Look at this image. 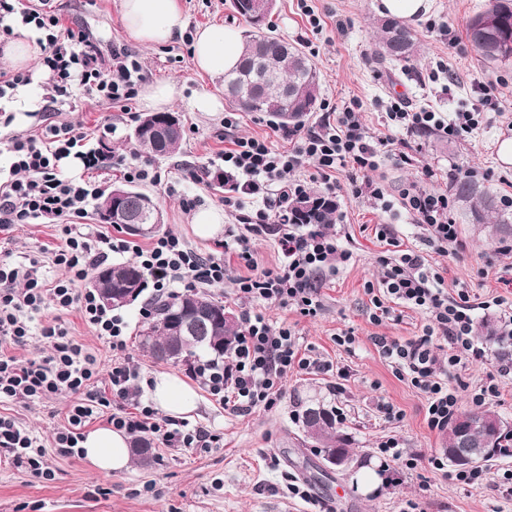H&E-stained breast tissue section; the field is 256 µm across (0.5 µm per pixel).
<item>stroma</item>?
<instances>
[{
	"instance_id": "obj_1",
	"label": "stroma",
	"mask_w": 512,
	"mask_h": 512,
	"mask_svg": "<svg viewBox=\"0 0 512 512\" xmlns=\"http://www.w3.org/2000/svg\"><path fill=\"white\" fill-rule=\"evenodd\" d=\"M185 30L212 25H238L230 0H179ZM489 0H432L425 20L411 29L421 44L420 56L408 63L384 69L372 61V24L378 13L375 0H276L268 21L275 35L296 44L313 61L320 78V102L342 107L358 100L366 123L382 130V102L403 99L411 107L433 106L441 112L458 111L468 104L475 85L496 87L499 114L474 130L466 140L448 141L437 132H422L415 140L422 146L425 161L438 166L435 189H447L452 167L476 170L481 188L495 195L512 189V165L503 166L497 143L512 138V63L489 65L482 62L465 36L466 24ZM120 0H62L66 17L76 18L91 30L103 48L126 45L137 51L150 72V82L174 83L177 96L171 104L183 126L180 149L172 155L153 158L162 175L160 185L141 184V191L159 205L162 231L180 233L202 252L211 251L215 238L199 237L192 224V212L185 199H193L196 209L224 207V191L212 178L194 183L181 176L184 165L210 164L223 151L224 115L194 111L191 99L199 92L223 95L224 80L199 72L192 61V45L184 38L145 46L127 35L119 12ZM311 6L321 19L313 29L303 6ZM446 25L448 35L428 33V24ZM456 48H449V38ZM142 99H135L129 111L106 101H80L76 111L66 113L69 121L81 122L88 134V149L104 153H127L135 145L131 138L139 117L146 115ZM115 133H105V125ZM336 220L330 225L340 244L354 253L321 291L322 309L317 316L304 317L291 309L267 307L266 315L292 328L300 344L312 357L333 362L332 371L289 374L281 400L270 409L257 408L237 414L224 409L205 389H198L195 409L187 414L192 425H201L219 434L218 444L206 449L175 452L160 445L152 447V462L143 467L105 474L87 460L63 457L53 446V435L64 423L71 397L28 405L5 403L0 413L17 418L28 426L47 448V458L55 477L45 481L6 465H0V512H403L415 503L416 512H512V494L499 480L504 470H512V457L484 463L486 479L479 488H470L436 474L428 459L443 453V433L430 430L426 421V398L378 352L373 336L407 340L421 333L423 315L405 310L402 320L373 324V310L366 285L377 282L376 258L386 244L376 237L380 223L394 225L405 245L423 249L429 267L439 271L448 291L464 287L480 299L496 296L512 301V288L500 278L512 267V253L495 254L494 244L485 238L483 225L463 219L465 206L456 203L466 249L459 257L445 256L426 248L424 232L412 224L401 208L385 216L373 214L358 199L340 192L336 195ZM58 244L55 227L26 224L17 227L9 243L15 256L38 254ZM147 296L122 307L128 323L127 354L139 372L140 390H147L155 374L169 373L184 382L192 377L187 366L154 360L141 346V331L149 324L140 310ZM61 319L71 339L91 349L101 364H108L112 352L85 323L77 311L57 313L48 308L37 322ZM352 333L351 346L337 345L339 334ZM484 360L458 366L453 383L459 388L462 410L472 407L471 395L496 378L499 347L484 341ZM348 368L347 380H339L335 369ZM342 392H335V385ZM338 408L340 431L349 441L351 465L337 472L327 469L318 448L301 427V416L309 402ZM389 403L400 416L389 419L380 411ZM396 439L403 451L401 460L384 461L377 452L380 443ZM416 459L407 467V459ZM384 466L388 480L372 491L355 484L356 473L365 464ZM296 481L300 494L288 491ZM309 498H302V491Z\"/></svg>"
}]
</instances>
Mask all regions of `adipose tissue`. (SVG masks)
I'll return each mask as SVG.
<instances>
[{
    "label": "adipose tissue",
    "mask_w": 512,
    "mask_h": 512,
    "mask_svg": "<svg viewBox=\"0 0 512 512\" xmlns=\"http://www.w3.org/2000/svg\"><path fill=\"white\" fill-rule=\"evenodd\" d=\"M121 20L130 38L144 45L164 44L181 34L178 0H120ZM242 38L232 26H206L193 36L192 59L203 73L220 76L234 69L241 58ZM149 395L158 409L169 415L190 412L195 391L170 374L157 375ZM84 456L98 470L109 473L128 467L130 439L120 431L101 427L86 433Z\"/></svg>",
    "instance_id": "adipose-tissue-1"
}]
</instances>
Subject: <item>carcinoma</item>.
<instances>
[{"label": "carcinoma", "instance_id": "cac0c4a2", "mask_svg": "<svg viewBox=\"0 0 512 512\" xmlns=\"http://www.w3.org/2000/svg\"><path fill=\"white\" fill-rule=\"evenodd\" d=\"M234 14L250 30L243 41V54L237 67L224 74V87L230 101L249 112H263L285 128L302 125L304 118L315 111L320 86L315 66L297 46L267 32L270 15L266 0H231ZM466 38L485 63L512 62V3L492 0L483 12L466 25ZM419 50L416 34L400 19L385 17L377 22V47L373 62L384 67L415 59ZM177 133L169 138L163 132L134 131L135 145L154 156L175 153L182 139L181 120H176ZM448 190L466 205V217L474 224H485L491 240L512 235V218L500 208L497 197L480 188L471 179H458L448 184ZM295 224H333L336 201L312 193L298 199L292 207ZM93 288L100 297L111 298L110 306L129 303L127 295H141L148 286V274L133 263L114 264L101 268L94 276ZM211 308L212 315L198 336H172L169 324L192 320L199 300ZM237 335L233 319L226 317L224 303L206 294L158 298L153 302L152 319L144 333V345L160 360H172L187 366L209 355L224 358ZM488 410L476 409L448 423L444 445L453 447L459 428L466 426L473 439L489 451L485 461L512 457V427L507 422L495 427L483 423ZM306 436L321 445V452L333 454L347 451V438L336 427L335 415L324 406L308 407L302 414Z\"/></svg>", "mask_w": 512, "mask_h": 512}]
</instances>
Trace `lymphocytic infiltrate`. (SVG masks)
I'll return each mask as SVG.
<instances>
[{
	"instance_id": "f902f5d3",
	"label": "lymphocytic infiltrate",
	"mask_w": 512,
	"mask_h": 512,
	"mask_svg": "<svg viewBox=\"0 0 512 512\" xmlns=\"http://www.w3.org/2000/svg\"><path fill=\"white\" fill-rule=\"evenodd\" d=\"M19 27L39 34L40 63L48 74V88L40 109V136L15 134L0 141L10 157L8 168H0V234L12 233L23 224L54 225L61 244L53 250L51 262L64 275L48 280L38 257L16 260L10 251L0 250V403L74 396L67 423L54 436L60 455L82 456L84 429L100 418L113 429L148 437L177 451L208 448L216 440L206 428L159 418L152 406L142 402L141 391L134 385L138 374L125 354L127 321L107 308L95 290L81 286L90 270L106 265L113 255L133 252L160 296L201 285L220 286L225 279H233L241 308L239 332L223 361H206L193 368L191 375L225 409L244 413L259 406L273 407L290 371L333 370L343 379L349 375L347 368H334L331 362L304 353L295 332L262 311L263 306L275 304L296 307L305 316L317 315L326 274L336 273L339 265L353 257L324 225L290 223L292 204L309 195L311 186L328 193L346 187L372 209L388 212L394 205L371 173L382 161L398 158L420 169V179L402 189L400 204L413 223L425 230L427 243L441 254L457 255L465 248L452 197L433 188L436 169L421 161L420 146L411 145L410 140L423 131H440L452 140L466 137L497 111L493 86H480L472 105L448 119L427 107L413 109L399 100L389 102L385 136L369 128L359 102L353 100L342 111L325 112L317 129H284L282 135L292 146L283 151L267 139L239 135L237 117L225 113L228 146L219 156L224 166V206L243 230L228 231L220 249L204 255L175 233L142 247L88 224V206L102 196L104 185L65 176L60 167L63 158L73 155L88 170L109 169L129 182H160V173L136 154L84 151L82 126L58 118L79 97L113 104L135 99L149 77L138 54L125 46L103 51L91 32L65 24L60 9L47 0H0V49ZM378 237L398 252L393 258H378L382 275L371 298L373 322L395 319L400 306L426 313L429 322L421 336L404 342L377 336L373 343L403 379L425 394L428 427L445 431L459 410V393L449 381L452 370L483 357L473 339V315L479 304L465 288L449 293L443 276L428 271L421 251L400 248L390 225H383ZM256 238L274 242L281 256L279 265L259 268L252 250ZM234 257L244 263L246 274L231 275ZM47 307L77 309L109 344V368L101 369L92 352L69 339L59 320L33 329V314ZM36 335L49 348L46 356L22 360L13 355V348L28 345ZM438 339L450 348L447 360L434 352ZM0 461L37 479L53 477L41 439L10 416L0 415Z\"/></svg>"
}]
</instances>
